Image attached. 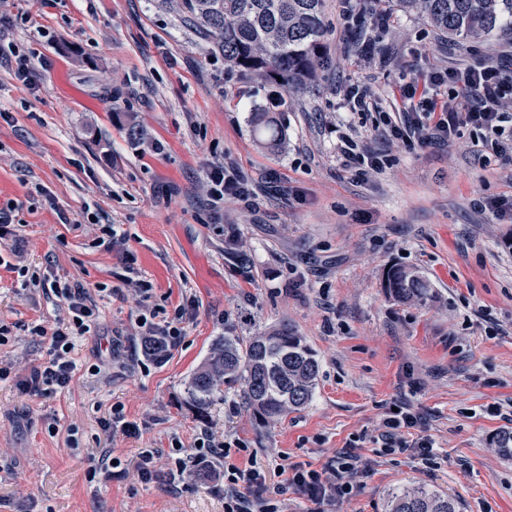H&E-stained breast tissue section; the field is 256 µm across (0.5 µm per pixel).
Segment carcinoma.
Listing matches in <instances>:
<instances>
[{"mask_svg": "<svg viewBox=\"0 0 512 512\" xmlns=\"http://www.w3.org/2000/svg\"><path fill=\"white\" fill-rule=\"evenodd\" d=\"M386 10L414 12L437 33L475 41L512 27V0H375ZM189 22L242 74L264 79L272 90L268 105L251 114L257 140L268 148L281 142L277 112L286 101L279 88H301L313 80L324 59V0H182ZM387 293L401 303L422 304L432 288L419 273L392 267ZM319 362L305 337L288 323L247 340L219 339L191 376L188 394L203 412L226 384L239 382L245 404L262 423L276 422L313 396ZM390 512H456L453 500L425 489L392 495Z\"/></svg>", "mask_w": 512, "mask_h": 512, "instance_id": "1", "label": "carcinoma"}]
</instances>
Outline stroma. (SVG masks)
<instances>
[{
    "instance_id": "1",
    "label": "stroma",
    "mask_w": 512,
    "mask_h": 512,
    "mask_svg": "<svg viewBox=\"0 0 512 512\" xmlns=\"http://www.w3.org/2000/svg\"><path fill=\"white\" fill-rule=\"evenodd\" d=\"M324 12L330 65L289 89L284 143L270 150L250 126L267 85L225 65L180 0H0V206H17L0 239V325L11 336L0 346L11 369L0 382V512H224L223 490L206 479L173 486L163 462L151 482L136 473L140 449L192 450L204 427L270 471L283 454L318 470L355 447L369 470L333 512H387L407 486L453 497L459 512H512V458L493 445L512 429V215L485 206L512 198V161L483 151L468 126L415 148L384 129L400 118V84L432 66L510 63L512 31L460 44L410 13L357 30L340 0ZM14 47L48 60L38 88L16 78ZM353 85L373 99L367 115L351 109ZM348 130L385 159L382 171L342 165L336 143ZM220 165L242 170L253 194L217 213L208 174ZM105 224L122 246H99ZM18 253L40 276L81 282L99 308L96 336L76 342L73 380L48 397L18 387L48 357V339L30 329L68 314L10 270ZM393 266L429 281L425 305L387 294ZM142 281L166 311L196 304L159 364L141 347ZM281 322L317 354L312 401L264 426L236 384L198 416L187 380L212 345ZM400 402L421 414L435 466L377 456ZM117 404L139 437L105 432ZM106 455L121 476L96 471Z\"/></svg>"
}]
</instances>
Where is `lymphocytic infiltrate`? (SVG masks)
<instances>
[{"label": "lymphocytic infiltrate", "mask_w": 512, "mask_h": 512, "mask_svg": "<svg viewBox=\"0 0 512 512\" xmlns=\"http://www.w3.org/2000/svg\"><path fill=\"white\" fill-rule=\"evenodd\" d=\"M449 87L447 97H438L436 90ZM398 96L413 116L412 129L394 125L390 133L404 143L423 146L444 141L460 125L481 130L483 146L492 153L512 160V113L504 111L506 101H512V73L495 63H479L463 69L432 68L401 85ZM33 285L53 294L66 306L68 323L46 329L37 325L33 335L48 337L49 359L31 369L22 388L33 395H45L68 387L76 370L72 357L75 341L89 333L94 326L96 306L87 288L78 282L41 281L39 274H31ZM194 308L193 300L177 305L171 316L161 322L140 316L144 342L158 347L160 357H167L177 349L184 335V324ZM419 415L406 406L399 407L384 421L381 435L385 450L409 454L427 465L436 457L430 440H414L407 433L418 426ZM365 460L347 448L330 459L322 470L309 469L300 464L281 461V482H271L266 468L258 462L256 452H249L245 466L225 462L218 479L224 485V512H281V498L287 491H295L309 503L307 512H325L332 503L352 496L357 485L355 477L365 471Z\"/></svg>", "instance_id": "f902f5d3"}]
</instances>
